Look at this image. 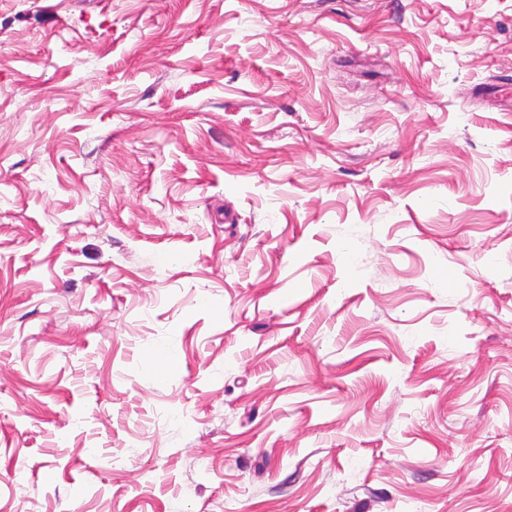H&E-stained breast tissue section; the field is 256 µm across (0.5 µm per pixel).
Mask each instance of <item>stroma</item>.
Wrapping results in <instances>:
<instances>
[{
    "label": "stroma",
    "mask_w": 512,
    "mask_h": 512,
    "mask_svg": "<svg viewBox=\"0 0 512 512\" xmlns=\"http://www.w3.org/2000/svg\"><path fill=\"white\" fill-rule=\"evenodd\" d=\"M503 70L512 0H0V512H512Z\"/></svg>",
    "instance_id": "obj_1"
}]
</instances>
